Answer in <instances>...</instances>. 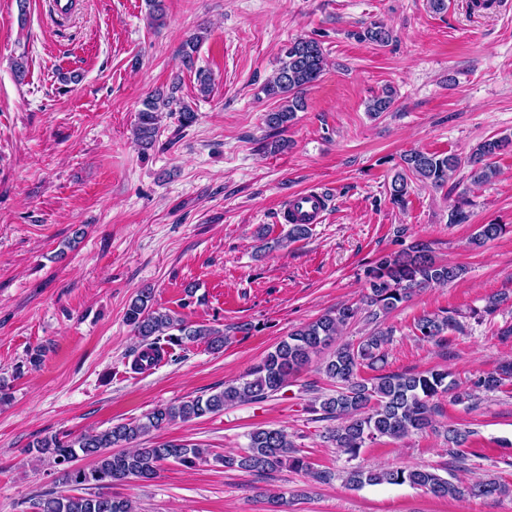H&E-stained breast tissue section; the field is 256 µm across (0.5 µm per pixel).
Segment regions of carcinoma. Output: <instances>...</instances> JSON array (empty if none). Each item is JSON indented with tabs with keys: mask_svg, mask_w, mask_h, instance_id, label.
<instances>
[{
	"mask_svg": "<svg viewBox=\"0 0 512 512\" xmlns=\"http://www.w3.org/2000/svg\"><path fill=\"white\" fill-rule=\"evenodd\" d=\"M363 38L377 45L389 42L390 31L372 24ZM325 67L323 47L313 38H299L289 43L279 57V66L266 84L267 96L280 104L265 115L267 126L283 130L304 109V90L319 80ZM393 95L385 92L372 99L368 111L374 114L391 111ZM169 102L159 91L143 101L134 130L135 141L143 150L151 148L160 130V115ZM512 149V139L503 136L480 143L470 158L471 178L486 183L497 174L492 159ZM460 163L455 155L413 150L401 157L403 171L392 178L390 200L403 206L409 195L407 173L421 181L439 187L448 181V173ZM507 232L504 224H482L472 243L478 247ZM465 268L438 262L433 257L432 243L419 239L407 247L385 253L374 259L364 270L366 292L361 303H344L326 311L315 321L288 334L262 363L249 374L227 382L224 389L207 397H196L179 403L159 405L143 418L121 422L102 431L89 430L76 436L51 435L30 444L37 458H48L66 483L93 485L99 493L84 497L45 493L33 499V512H136L132 502L106 493V489L130 478L150 481L161 466L174 461L187 468L213 459L228 469H240L256 475H266L283 469H309L310 464L297 456L288 432L278 428H258L249 433V442L239 455H211L207 448L181 441L142 442V438L167 428L178 421H188L224 411L238 403L261 402L288 386V381L301 368L319 356L336 338L343 327L355 321L362 310L367 318L378 321L407 302L418 291L432 286L447 285L464 273ZM125 321L141 338L145 350L138 354L134 366L144 370L156 363L164 352L160 341L180 346L185 342H203L214 350L224 346V333L195 327L185 320L153 306L152 290H140L125 312ZM415 330L427 340H435L449 329L460 328L457 311L441 308L419 317ZM392 331L374 329L358 345H344L323 361L322 371L336 383L335 393L313 397L309 411L338 421L328 430L326 439L341 452L353 458L381 438L399 440L434 428V415L439 413L435 399L455 389L446 370L421 373L378 375L371 379L359 376L360 369L373 366L383 357L382 349L391 339ZM512 377V363L493 372H482L472 381V387L485 392L499 390ZM448 447L464 457V447L470 432L453 424L444 429ZM93 459L86 468H75L79 457ZM346 485H403L422 488L435 497L457 500L496 498L512 494V486L489 479L459 486L439 475L433 468H386L346 471Z\"/></svg>",
	"mask_w": 512,
	"mask_h": 512,
	"instance_id": "carcinoma-1",
	"label": "carcinoma"
}]
</instances>
